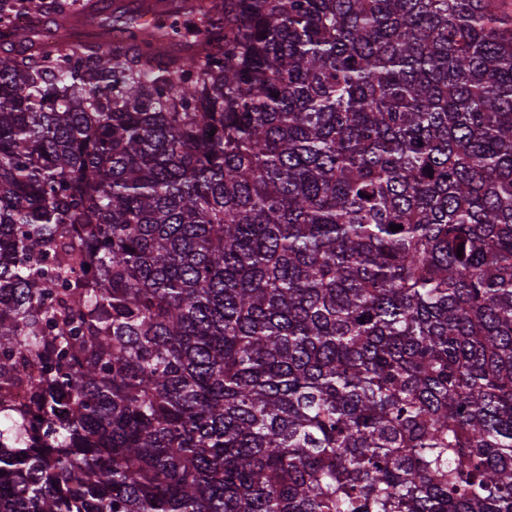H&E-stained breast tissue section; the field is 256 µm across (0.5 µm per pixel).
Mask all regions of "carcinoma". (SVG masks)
Returning a JSON list of instances; mask_svg holds the SVG:
<instances>
[{"instance_id": "cac0c4a2", "label": "carcinoma", "mask_w": 512, "mask_h": 512, "mask_svg": "<svg viewBox=\"0 0 512 512\" xmlns=\"http://www.w3.org/2000/svg\"><path fill=\"white\" fill-rule=\"evenodd\" d=\"M152 2L0 27V512H512V0Z\"/></svg>"}]
</instances>
